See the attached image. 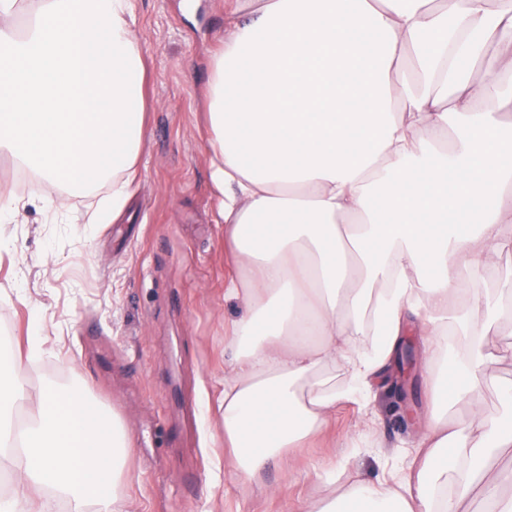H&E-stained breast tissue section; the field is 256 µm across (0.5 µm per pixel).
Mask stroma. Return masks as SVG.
<instances>
[{
  "label": "stroma",
  "mask_w": 512,
  "mask_h": 512,
  "mask_svg": "<svg viewBox=\"0 0 512 512\" xmlns=\"http://www.w3.org/2000/svg\"><path fill=\"white\" fill-rule=\"evenodd\" d=\"M134 0V36L146 65V132L141 173L124 213L109 224L83 215L97 194L73 195L68 219L46 206L64 188L0 156V182L26 200L5 225L0 252V349L12 352L26 391L81 378L90 398L116 414L132 439L119 494L128 512H319L335 464L368 480L397 472L424 429L430 402L425 368L408 388L413 415L398 411L391 372L374 377L366 399L337 404L328 429L291 448L253 480H229L218 401L224 389V325L242 312L224 297L229 273L224 222L210 180L202 112L214 53L231 0ZM42 354H28L34 331ZM487 347L497 360L477 402L503 417L500 388L512 383V321Z\"/></svg>",
  "instance_id": "stroma-1"
}]
</instances>
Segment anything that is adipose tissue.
<instances>
[{
  "label": "adipose tissue",
  "instance_id": "obj_1",
  "mask_svg": "<svg viewBox=\"0 0 512 512\" xmlns=\"http://www.w3.org/2000/svg\"><path fill=\"white\" fill-rule=\"evenodd\" d=\"M230 35L212 60L205 125L222 197L230 275L243 311L224 350V445L252 479L329 423L337 402L364 394L395 358L408 320L433 362L441 336L464 357L429 375L433 411L400 475L356 480L320 512H512V415L475 404L494 355L485 338L512 315L486 302L482 326L464 305L512 252V132L484 100L512 104V0H234ZM0 0V152L65 194L109 187L87 221L123 212L138 175L145 64L130 0ZM494 68L471 78L489 40ZM336 362L347 382L318 379ZM30 417L14 422L20 400ZM469 413L448 420L449 404ZM124 425L84 382L27 399L12 356H0V468L18 493L0 512H39L66 499L124 512L113 488L129 456ZM455 492H448V485Z\"/></svg>",
  "mask_w": 512,
  "mask_h": 512
}]
</instances>
